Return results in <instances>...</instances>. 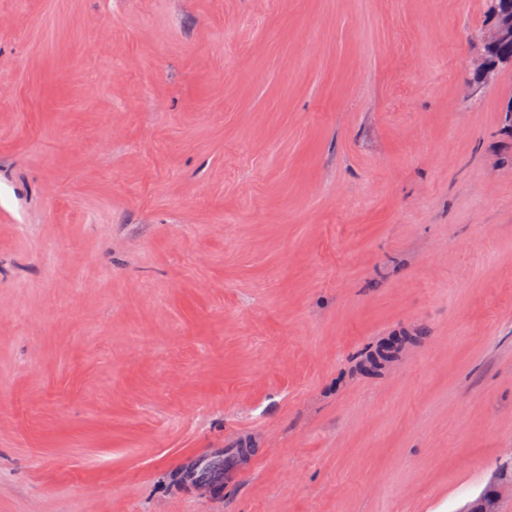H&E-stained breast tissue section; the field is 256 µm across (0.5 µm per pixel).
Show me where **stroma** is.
Segmentation results:
<instances>
[{
	"label": "stroma",
	"mask_w": 512,
	"mask_h": 512,
	"mask_svg": "<svg viewBox=\"0 0 512 512\" xmlns=\"http://www.w3.org/2000/svg\"><path fill=\"white\" fill-rule=\"evenodd\" d=\"M485 12L0 0V512H460L498 480L512 66L464 96ZM219 458L249 467L190 481Z\"/></svg>",
	"instance_id": "1"
}]
</instances>
